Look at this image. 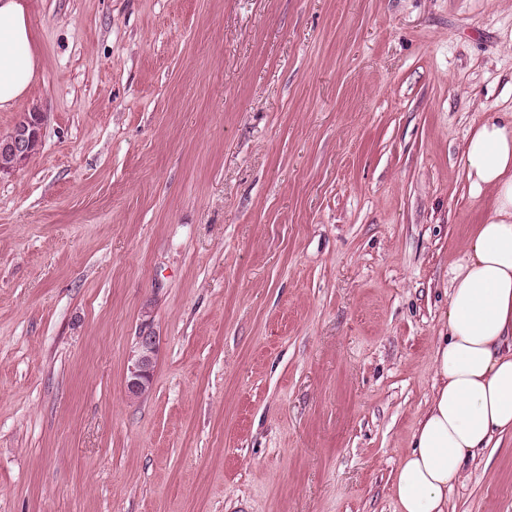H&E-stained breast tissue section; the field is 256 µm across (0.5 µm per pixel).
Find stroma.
I'll return each mask as SVG.
<instances>
[{"instance_id": "obj_1", "label": "stroma", "mask_w": 512, "mask_h": 512, "mask_svg": "<svg viewBox=\"0 0 512 512\" xmlns=\"http://www.w3.org/2000/svg\"><path fill=\"white\" fill-rule=\"evenodd\" d=\"M28 3L47 119L0 177V512H396L512 0ZM448 512H512V447ZM159 351V338L150 330H144L135 350L130 356V366L126 378V392L132 399L152 387L153 372Z\"/></svg>"}]
</instances>
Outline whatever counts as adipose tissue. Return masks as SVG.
I'll return each instance as SVG.
<instances>
[{"instance_id": "1", "label": "adipose tissue", "mask_w": 512, "mask_h": 512, "mask_svg": "<svg viewBox=\"0 0 512 512\" xmlns=\"http://www.w3.org/2000/svg\"><path fill=\"white\" fill-rule=\"evenodd\" d=\"M40 67L27 0H0V112L26 99ZM462 156L470 195L490 203L450 269L437 384L395 470L397 512H448L468 460L512 437V113L481 121Z\"/></svg>"}]
</instances>
